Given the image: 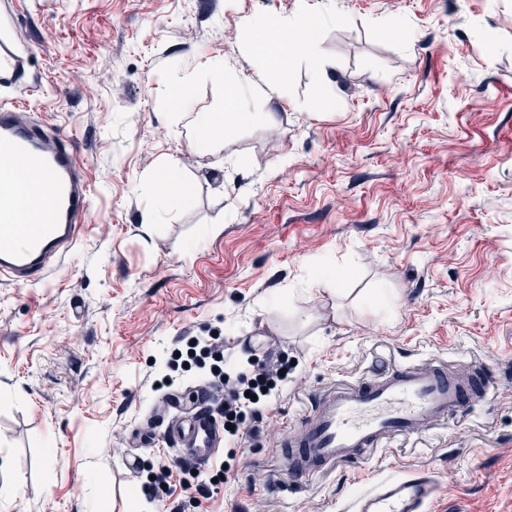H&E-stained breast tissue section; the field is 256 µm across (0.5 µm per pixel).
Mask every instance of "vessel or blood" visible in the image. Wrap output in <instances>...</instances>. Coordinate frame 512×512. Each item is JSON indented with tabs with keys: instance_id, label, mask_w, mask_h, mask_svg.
<instances>
[{
	"instance_id": "b4317fda",
	"label": "vessel or blood",
	"mask_w": 512,
	"mask_h": 512,
	"mask_svg": "<svg viewBox=\"0 0 512 512\" xmlns=\"http://www.w3.org/2000/svg\"><path fill=\"white\" fill-rule=\"evenodd\" d=\"M24 60L13 40H0V83H12ZM91 189L71 141L49 136L20 107L0 108V279L44 277L80 239ZM477 383L448 366L426 362L385 376L325 390L298 435L285 438L284 470L310 478L340 461L365 459L394 438L421 435L486 397ZM163 442L199 465L222 451L224 426L196 390L165 406ZM436 481L427 472L384 478L360 496L354 512H428Z\"/></svg>"
}]
</instances>
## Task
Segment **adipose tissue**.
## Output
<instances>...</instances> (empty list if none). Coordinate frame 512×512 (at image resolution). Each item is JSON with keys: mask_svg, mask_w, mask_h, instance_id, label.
<instances>
[{"mask_svg": "<svg viewBox=\"0 0 512 512\" xmlns=\"http://www.w3.org/2000/svg\"><path fill=\"white\" fill-rule=\"evenodd\" d=\"M327 19L321 12L299 11L267 22L258 16L245 19L244 26L252 36L253 74L240 76L229 90L224 108L201 115L198 122L211 139L223 138L227 129L250 124L255 114L252 99L270 100L283 95L281 77L288 68V56L305 46L315 80H322L327 64L317 52V35Z\"/></svg>", "mask_w": 512, "mask_h": 512, "instance_id": "adipose-tissue-1", "label": "adipose tissue"}]
</instances>
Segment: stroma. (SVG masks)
<instances>
[{
  "label": "stroma",
  "instance_id": "stroma-1",
  "mask_svg": "<svg viewBox=\"0 0 512 512\" xmlns=\"http://www.w3.org/2000/svg\"><path fill=\"white\" fill-rule=\"evenodd\" d=\"M332 12L323 82L306 50L283 98L197 147L198 116L254 71V15ZM399 21L403 35L385 30ZM25 59L0 103L67 136L97 178L58 270L0 281V512H129L157 446L137 432L182 336L219 329L230 370L287 354L207 512H352L378 478L435 472L431 512H512V0H20ZM190 78L192 106H167ZM182 192L153 223L150 176ZM428 359L491 395L382 460L316 477L278 443L323 389Z\"/></svg>",
  "mask_w": 512,
  "mask_h": 512
}]
</instances>
